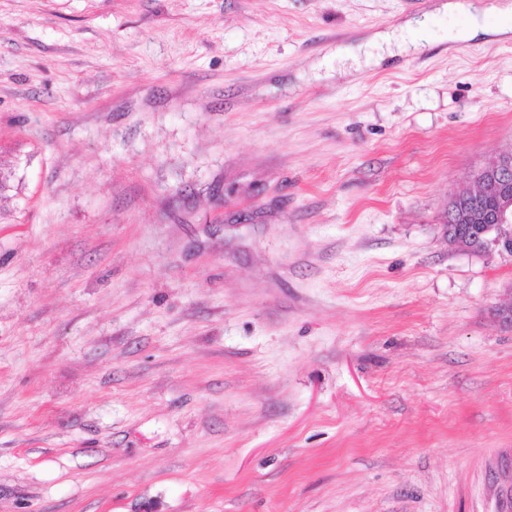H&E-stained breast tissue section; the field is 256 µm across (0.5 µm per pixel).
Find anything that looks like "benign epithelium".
Segmentation results:
<instances>
[{
	"mask_svg": "<svg viewBox=\"0 0 512 512\" xmlns=\"http://www.w3.org/2000/svg\"><path fill=\"white\" fill-rule=\"evenodd\" d=\"M476 187L448 201L446 223L480 224L474 239L448 235V248L512 255V151L489 158L475 175Z\"/></svg>",
	"mask_w": 512,
	"mask_h": 512,
	"instance_id": "1",
	"label": "benign epithelium"
}]
</instances>
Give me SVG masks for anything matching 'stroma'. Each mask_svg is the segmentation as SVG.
<instances>
[{"instance_id":"35a3bbf8","label":"stroma","mask_w":512,"mask_h":512,"mask_svg":"<svg viewBox=\"0 0 512 512\" xmlns=\"http://www.w3.org/2000/svg\"><path fill=\"white\" fill-rule=\"evenodd\" d=\"M446 0H0V512H499L512 33ZM472 5L465 6L463 4H448L447 8L449 10H462L468 12L472 17L474 18V23L467 25L464 29L458 31L455 35L451 37V40L457 41V40H468L470 38L475 37L478 35L479 32L483 34H508V32H512V8L511 12L509 7H506L504 9H498L493 8V12L498 15L499 21L495 25H488L486 23V17L487 12L486 11H479L476 8H474V13L471 11ZM479 16H482V22L479 23L477 21V18ZM473 190L448 201L446 224H482L473 239L448 233V247L474 253L512 255V151L489 158L475 175ZM488 200L494 208L489 214ZM473 240V241H472Z\"/></svg>"}]
</instances>
